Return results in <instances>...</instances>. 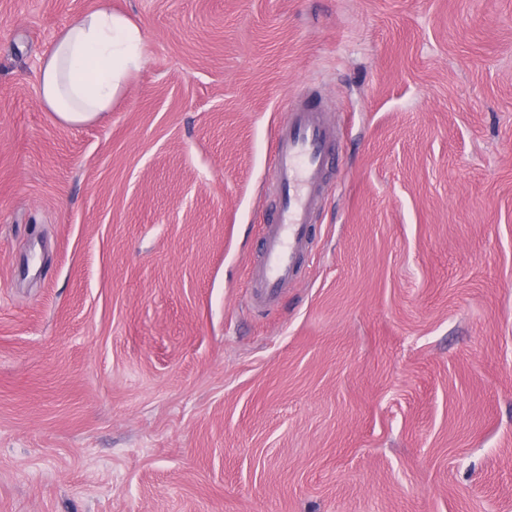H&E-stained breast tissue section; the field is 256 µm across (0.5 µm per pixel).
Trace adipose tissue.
I'll return each instance as SVG.
<instances>
[{
	"instance_id": "obj_1",
	"label": "adipose tissue",
	"mask_w": 512,
	"mask_h": 512,
	"mask_svg": "<svg viewBox=\"0 0 512 512\" xmlns=\"http://www.w3.org/2000/svg\"><path fill=\"white\" fill-rule=\"evenodd\" d=\"M145 59L141 30L98 0L58 35L40 65L39 98L68 125L83 124L110 111L129 75Z\"/></svg>"
}]
</instances>
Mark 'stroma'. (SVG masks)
Instances as JSON below:
<instances>
[{
  "label": "stroma",
  "instance_id": "1",
  "mask_svg": "<svg viewBox=\"0 0 512 512\" xmlns=\"http://www.w3.org/2000/svg\"><path fill=\"white\" fill-rule=\"evenodd\" d=\"M98 0H0V512H512V0H109V112L38 96ZM339 132L245 289L273 132ZM335 140L334 126L313 102L289 105L278 124L268 175L279 205L264 225L260 260L247 276L251 300L260 307L275 303L300 273Z\"/></svg>",
  "mask_w": 512,
  "mask_h": 512
}]
</instances>
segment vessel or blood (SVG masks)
I'll return each mask as SVG.
<instances>
[{"label": "vessel or blood", "instance_id": "b4317fda", "mask_svg": "<svg viewBox=\"0 0 512 512\" xmlns=\"http://www.w3.org/2000/svg\"><path fill=\"white\" fill-rule=\"evenodd\" d=\"M335 140L334 126L312 102L288 106L278 124L268 175L279 205L264 226L260 259L247 276L251 299L258 306L275 303L300 273Z\"/></svg>", "mask_w": 512, "mask_h": 512}]
</instances>
